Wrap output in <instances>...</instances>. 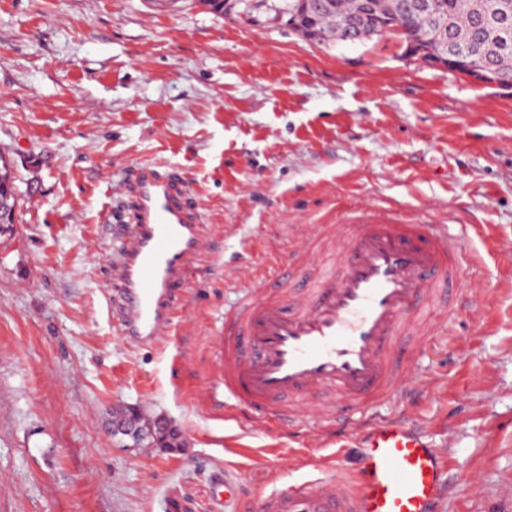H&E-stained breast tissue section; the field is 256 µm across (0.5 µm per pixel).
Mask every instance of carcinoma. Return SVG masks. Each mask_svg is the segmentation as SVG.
<instances>
[{"instance_id":"obj_1","label":"carcinoma","mask_w":512,"mask_h":512,"mask_svg":"<svg viewBox=\"0 0 512 512\" xmlns=\"http://www.w3.org/2000/svg\"><path fill=\"white\" fill-rule=\"evenodd\" d=\"M410 0H373L377 15L403 28V38L414 40L418 49L429 55L451 58L464 50L475 60L494 70L504 87L512 86V0H428L425 10L407 11ZM210 11L221 16L230 13L258 21L282 24L299 7V0H239L231 10L223 0H201ZM362 0H334L329 10L317 15L313 41L332 45L351 31L358 41L379 35L380 27L361 19ZM0 182L9 186L11 205L17 207L12 166L0 156Z\"/></svg>"}]
</instances>
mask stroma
<instances>
[{
    "label": "stroma",
    "mask_w": 512,
    "mask_h": 512,
    "mask_svg": "<svg viewBox=\"0 0 512 512\" xmlns=\"http://www.w3.org/2000/svg\"><path fill=\"white\" fill-rule=\"evenodd\" d=\"M0 153L18 192L0 231V512H235L279 485L352 482L353 437L225 420L224 309L312 224H466L473 255L446 346L419 363L417 420L446 457L439 512H512V88L405 56L328 48L201 0H0ZM151 167L200 193L209 247L182 319L132 348L107 308L111 247ZM180 452L125 447L128 405Z\"/></svg>",
    "instance_id": "stroma-1"
}]
</instances>
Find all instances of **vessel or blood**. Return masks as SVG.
Returning <instances> with one entry per match:
<instances>
[{
  "label": "vessel or blood",
  "mask_w": 512,
  "mask_h": 512,
  "mask_svg": "<svg viewBox=\"0 0 512 512\" xmlns=\"http://www.w3.org/2000/svg\"><path fill=\"white\" fill-rule=\"evenodd\" d=\"M127 236L111 265L119 333L137 346L171 337L189 264L205 249L194 191L145 167ZM465 224L362 219L318 224L263 283L224 312V411L265 432L311 425L356 436L353 485L307 479L274 488L250 512H436L443 453L415 422L378 407L415 391L417 358L467 301Z\"/></svg>",
  "instance_id": "vessel-or-blood-1"
}]
</instances>
